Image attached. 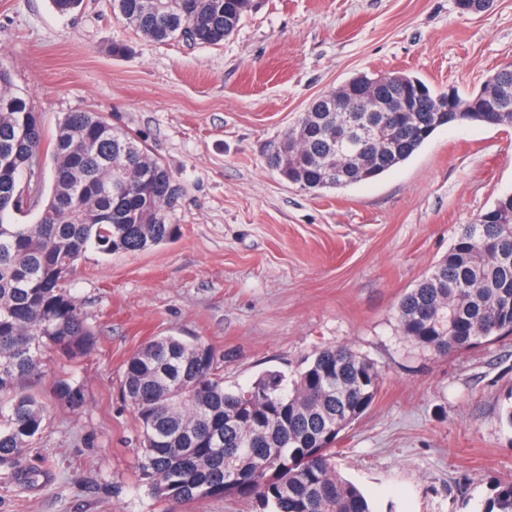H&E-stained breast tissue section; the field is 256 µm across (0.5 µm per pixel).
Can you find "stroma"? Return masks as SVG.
<instances>
[{
    "instance_id": "obj_1",
    "label": "stroma",
    "mask_w": 512,
    "mask_h": 512,
    "mask_svg": "<svg viewBox=\"0 0 512 512\" xmlns=\"http://www.w3.org/2000/svg\"><path fill=\"white\" fill-rule=\"evenodd\" d=\"M0 50L45 142L63 113L99 112L182 187L173 242L76 262L69 286L95 347L45 358L38 449L53 467L1 487L0 512H165L139 479V425L121 392L127 359L163 336L213 347L229 390L351 348L382 382L340 437L341 477L374 512H487L512 480V335L443 357L400 334L397 307L462 225L512 193V128L451 124L376 180L316 193L267 157L314 99L359 73L478 92L512 66V0L474 15L455 0H254L211 47L155 43L112 0L71 15L0 0ZM58 379L80 384L82 408L55 402Z\"/></svg>"
}]
</instances>
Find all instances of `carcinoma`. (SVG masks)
I'll return each instance as SVG.
<instances>
[{
  "instance_id": "cac0c4a2",
  "label": "carcinoma",
  "mask_w": 512,
  "mask_h": 512,
  "mask_svg": "<svg viewBox=\"0 0 512 512\" xmlns=\"http://www.w3.org/2000/svg\"><path fill=\"white\" fill-rule=\"evenodd\" d=\"M134 30L156 43L179 38L219 46L239 27L246 0H113ZM0 52V484L35 482L45 469L30 463L46 406L30 382L43 355L89 354L95 333L67 288L72 267L91 247L102 254L144 251L179 235L169 213L182 189L142 141L96 112L60 119L52 143V189L34 224H16L34 183L26 170L43 149L30 100L13 89ZM386 93L414 112L336 111V93L360 101L363 75L315 100L280 138L270 165L308 192L370 181L409 159L440 127L485 123L480 112H438L421 79L387 72ZM485 87L507 102L512 127V73L496 71ZM377 131L370 148L344 155L337 139L356 126ZM484 220L466 224L448 253L397 310L398 327L415 345L446 356L512 334V194ZM374 363L344 346L318 351L289 380L277 371L251 386L224 389L215 351L164 336L127 361L123 395L142 430L140 478L160 502L175 506L237 495L262 512H370L367 499L336 473L342 432L367 414L380 389ZM55 397L72 409L81 388L57 382ZM497 512H512V481L497 486Z\"/></svg>"
}]
</instances>
